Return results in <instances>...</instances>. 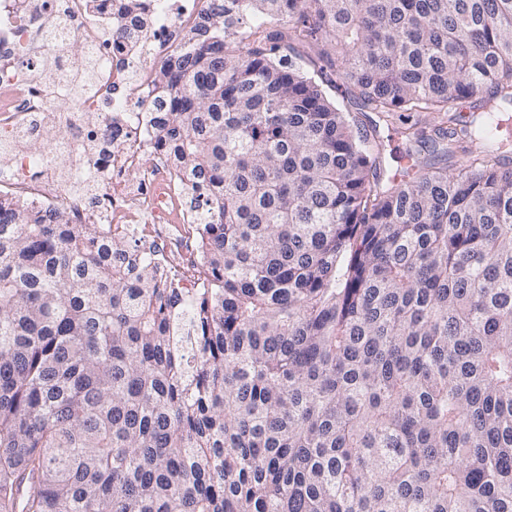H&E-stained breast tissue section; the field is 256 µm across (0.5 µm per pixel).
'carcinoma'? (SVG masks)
Instances as JSON below:
<instances>
[{
	"label": "carcinoma",
	"mask_w": 512,
	"mask_h": 512,
	"mask_svg": "<svg viewBox=\"0 0 512 512\" xmlns=\"http://www.w3.org/2000/svg\"><path fill=\"white\" fill-rule=\"evenodd\" d=\"M158 79L206 285L0 203V512H512V0H207Z\"/></svg>",
	"instance_id": "1"
}]
</instances>
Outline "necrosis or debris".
I'll return each instance as SVG.
<instances>
[{
	"instance_id": "obj_1",
	"label": "necrosis or debris",
	"mask_w": 512,
	"mask_h": 512,
	"mask_svg": "<svg viewBox=\"0 0 512 512\" xmlns=\"http://www.w3.org/2000/svg\"><path fill=\"white\" fill-rule=\"evenodd\" d=\"M152 19L135 48L122 46L117 29L129 16L119 0H0V141L10 151L0 159V201L37 212L63 207L84 223H99L108 238L127 235L138 225L142 237L165 236L188 246L181 263L170 267L183 288L205 280L199 219L185 198L193 186L158 152L159 125L153 115L164 96L153 63L170 51L206 9V0H141ZM77 38L98 63L97 91L68 95L58 107L47 91V80L32 58V47H46ZM118 118L121 133L113 143L102 141L101 126ZM61 126L62 136L38 159L23 142L43 137L47 123ZM80 159L99 185V202L84 207L65 190L62 158ZM138 170L136 182L127 174Z\"/></svg>"
}]
</instances>
